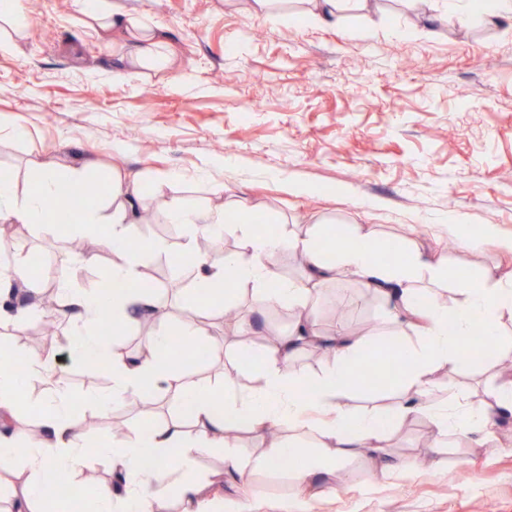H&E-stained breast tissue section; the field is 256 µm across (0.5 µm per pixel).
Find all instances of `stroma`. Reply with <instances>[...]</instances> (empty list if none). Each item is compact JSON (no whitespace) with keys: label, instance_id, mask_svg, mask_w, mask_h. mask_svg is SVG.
<instances>
[{"label":"stroma","instance_id":"stroma-1","mask_svg":"<svg viewBox=\"0 0 512 512\" xmlns=\"http://www.w3.org/2000/svg\"><path fill=\"white\" fill-rule=\"evenodd\" d=\"M81 0H21L27 26L0 27V169L18 194L39 166L60 174L138 175L150 206L183 203L216 209L239 197L276 231L305 232L315 217L337 228L367 224L383 238L448 260L449 271L512 278V20L481 22L466 0H348L339 27L301 25L308 0H278V22L244 0H113L157 26L169 66L129 70L121 38L99 36ZM494 233L478 250L465 239ZM17 253L46 262L40 297L59 280L85 287L95 268L80 264L71 226L0 220ZM195 229L155 219L142 239L164 253L142 256V277L161 286L159 315L187 312L194 270L169 254ZM455 249H448V241ZM316 323L336 329L333 309L350 310L349 331L367 336L383 310L353 276L312 294ZM220 329L214 355L187 368L200 385L251 391V371L235 360L240 337L224 327V308H209ZM71 326L38 337L35 324L0 326V347L22 359L53 352L56 372L75 398L112 389L111 371L88 373L71 360ZM505 370L495 360L465 378L461 400L492 402ZM144 412L135 399L105 414L76 411V430L108 443L116 426L132 429ZM431 424L418 417L396 430L386 453L415 466L373 478L370 457L347 461L306 489L285 474L276 490L257 492L267 471L224 470V452L198 455L195 470L223 503L222 512H512V413L498 417L495 441L431 445ZM463 469L464 479L451 472Z\"/></svg>","mask_w":512,"mask_h":512}]
</instances>
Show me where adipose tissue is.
Masks as SVG:
<instances>
[{
	"label": "adipose tissue",
	"mask_w": 512,
	"mask_h": 512,
	"mask_svg": "<svg viewBox=\"0 0 512 512\" xmlns=\"http://www.w3.org/2000/svg\"><path fill=\"white\" fill-rule=\"evenodd\" d=\"M87 14L97 32L125 41L133 63L143 67L168 64L154 25L131 18L109 0H88ZM60 183L59 175L45 167L38 169L33 190L22 196L14 182L0 181V215L18 224L44 223L43 203L57 194ZM145 195L143 184L134 178L113 176L99 184L95 198L83 207L75 231L106 243L112 250V263L101 267L94 252L82 253L81 263L98 266V280L89 288L60 281L61 312L73 326V355L87 368L103 365L112 370V391L95 398L98 409L107 410L128 397L151 401L163 391L182 411L183 420H191L192 430H184L183 420L146 419L137 423L127 438L101 450L92 448L72 422V414L82 402L60 392L52 355L31 359L22 372L16 367L13 351L0 350V475L22 468L43 487L59 474H78L102 454L109 462L112 481L97 495V512H164L174 491L191 505L192 512H217L216 501L205 496L203 483L194 475V458L220 448L225 469L242 472L232 448L239 431L261 438L272 422L300 425L309 411H319L321 419L315 430L320 453L312 455L292 442L277 440L268 442L259 459L264 467L274 468L284 458L301 457L295 477L307 487L334 472L341 459L366 453L378 459L377 476L387 477L398 463L389 459L384 441L395 426L412 418L424 415L430 419L434 442L445 441L452 434L481 445L493 439L497 416L512 412L511 378L501 381L493 404L478 413L461 411L454 404L441 409L429 398L437 371L467 370L461 356L467 336L484 334L497 343L499 361L512 359V345L498 343L505 319H512V280L503 282L489 275L476 279L464 270L449 272L446 261L427 257L408 245H387L373 229L359 224L351 225L336 239L323 219L303 234L287 231L260 238L248 221L252 206L244 198L221 211L168 205L162 217L169 224L199 225L208 236L225 224L238 228L244 243L238 252H200L189 244L182 247L181 256L190 258L196 271L198 296L214 293L230 278L237 284L256 283L252 310L279 306L291 311L293 321L287 335L259 352L260 363L253 370L256 389L228 397L223 387H202L187 380L175 357V342H208V317L199 305L192 307L188 317L161 325L150 338L147 355L115 350L100 339V322L110 320L113 334L120 335L147 319L155 307L153 293L137 286L140 256L127 247L132 234L127 223L129 210ZM284 250L306 267L305 279L279 275L277 256ZM339 275L356 277L376 297L387 314L385 329L370 338L345 330L333 336L319 335L311 288ZM37 282L27 261L20 259L0 274L1 324L21 327L40 314L35 301ZM314 340L325 362L310 383L309 395L299 396L292 361L301 346ZM372 348L396 360L391 383L405 398L382 412H355L348 405L356 391L352 368ZM35 381L41 382L47 393L44 399L32 401L26 390ZM24 408L37 417L36 433L17 428Z\"/></svg>",
	"instance_id": "adipose-tissue-1"
}]
</instances>
